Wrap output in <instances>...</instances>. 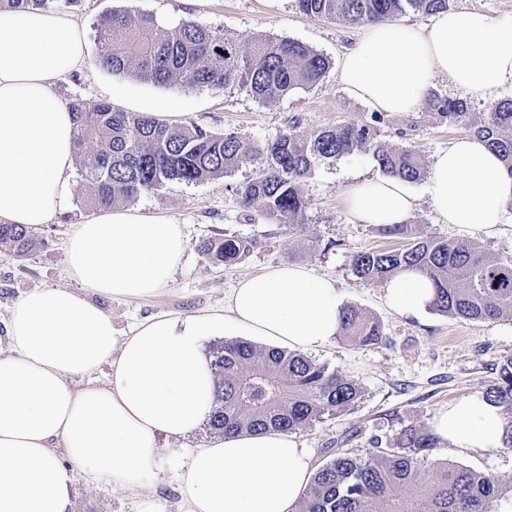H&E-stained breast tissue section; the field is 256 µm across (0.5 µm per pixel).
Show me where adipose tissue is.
I'll use <instances>...</instances> for the list:
<instances>
[{"label":"adipose tissue","mask_w":512,"mask_h":512,"mask_svg":"<svg viewBox=\"0 0 512 512\" xmlns=\"http://www.w3.org/2000/svg\"><path fill=\"white\" fill-rule=\"evenodd\" d=\"M88 54L74 14L0 9V223L34 228L69 205L77 124L55 85ZM337 75L380 112L417 111L439 78L488 99L512 85V14L451 9L424 24L364 25ZM425 193L442 223L494 237L504 231L512 173L486 142L465 136L436 154ZM344 204L362 223L404 224L416 198L404 181L374 177L350 184ZM186 249L182 224L162 212L101 208L67 239L72 287L36 289L12 306L0 351V512H71L80 480L145 489L161 464L158 435L187 437L213 410L205 337L241 330L305 352L339 335L335 281L302 265L241 279L223 312L155 316L119 334L93 295L151 296L172 280ZM385 291L407 319L421 318L434 298L432 281L414 269ZM105 365V382L93 380ZM506 425L479 393L442 409L434 430L466 453L502 447ZM313 472L294 437L242 433L193 449L178 491L184 512H296Z\"/></svg>","instance_id":"ef3b65f1"}]
</instances>
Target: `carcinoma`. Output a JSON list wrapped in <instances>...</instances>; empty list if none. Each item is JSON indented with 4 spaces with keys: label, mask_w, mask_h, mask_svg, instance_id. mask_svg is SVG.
Returning <instances> with one entry per match:
<instances>
[{
    "label": "carcinoma",
    "mask_w": 512,
    "mask_h": 512,
    "mask_svg": "<svg viewBox=\"0 0 512 512\" xmlns=\"http://www.w3.org/2000/svg\"><path fill=\"white\" fill-rule=\"evenodd\" d=\"M81 0H0L5 6L72 8ZM450 0H296L300 12L348 25L389 20L409 11L432 15L449 9ZM97 60L111 73L143 82H178L188 88L236 84L264 102L317 84L329 60L309 46L265 35L251 39L243 54L224 34L183 22L164 36L148 14L114 11L97 24ZM433 115L442 123H463L486 141L512 172V97L497 100L475 119L471 106L457 98L435 97ZM78 128L77 153L83 158L87 202L92 208L132 201L166 182H202L234 171L246 160L262 168L239 189L242 206L281 224L301 227L307 203L299 183L314 167L355 152L372 156L380 171L405 182L421 180L426 169L410 146L389 147L372 122L346 123L307 139L290 126L261 148L234 132L215 133L199 126L178 127L146 113L120 112L109 102L71 104ZM387 237L408 239L398 250L352 256L361 280L389 279L406 269L429 277L435 287L431 308L454 318L492 321L512 312V258L490 255L476 244L420 237L414 224L377 227ZM33 228L0 224V252L24 256L33 246ZM245 239L208 240L201 251L215 263H232L250 251ZM342 335L362 346L383 341L378 322L354 307L343 309ZM215 405L207 419L220 437L243 431L293 433L343 412L357 402L360 387L336 370L306 355L256 345L221 342L210 349ZM512 424V356L484 392ZM439 437L415 425L398 434L392 448H374L362 457L338 449L320 465L299 512H498L499 482L483 472L431 459Z\"/></svg>",
    "instance_id": "obj_1"
}]
</instances>
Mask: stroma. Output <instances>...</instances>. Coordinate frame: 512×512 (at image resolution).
Returning <instances> with one entry per match:
<instances>
[{
  "label": "stroma",
  "mask_w": 512,
  "mask_h": 512,
  "mask_svg": "<svg viewBox=\"0 0 512 512\" xmlns=\"http://www.w3.org/2000/svg\"><path fill=\"white\" fill-rule=\"evenodd\" d=\"M115 9L153 15L163 33L181 22H195L237 39L244 52L253 35L295 39L326 56L332 68L316 85L266 103L236 86L144 83L112 74L91 57L81 71L58 83L57 91L66 101L109 102L122 112H162L175 124L234 132L260 146L290 127L305 139L323 128L370 120L372 107L346 93L334 70L352 47L358 27L306 16L295 0H82L73 13L87 41H94L100 17ZM468 133L464 125L436 121L426 103L414 112L388 115L380 128L383 142L414 147L428 164L451 140ZM258 168V162L247 160L223 177L192 184L168 182L132 200V207L159 210L183 224L187 250L172 281L155 295L139 300L99 298L117 330L130 332L142 320L157 315L185 319L219 310L240 279L275 266L305 265L336 280L344 306L358 308L377 320L386 340L365 347L339 336L311 352L312 360L340 371L361 388L355 407L296 432L297 441L307 448L316 466L339 448L364 455L375 438L391 446L407 425L432 430L439 410L486 390L501 361L512 355V316L468 321L430 310L423 319L407 320L388 307L384 283L360 280L351 270V259L357 253L404 245L403 240L381 236L344 205L343 193L350 183L379 175L370 155L357 152L314 168L300 185L307 202L301 227L244 211L239 189ZM83 171L82 158H75L71 205L51 223L37 227L35 244L27 255L18 258L0 253V325L11 305L27 292L69 286L66 239L73 225L94 213L85 202ZM410 189L417 198L410 221L424 235L455 241L464 238L453 225L438 220L427 201L424 182L412 183ZM225 236L248 240L250 252L229 265L215 263L200 252L203 241ZM216 441L203 426L180 440L159 437L163 459L149 493L80 481L75 485L73 510L141 512L144 498L149 497L155 512H182L177 477L186 454ZM433 456L497 478L504 489L500 512H512V448L459 454L442 442Z\"/></svg>",
  "instance_id": "35a3bbf8"
}]
</instances>
